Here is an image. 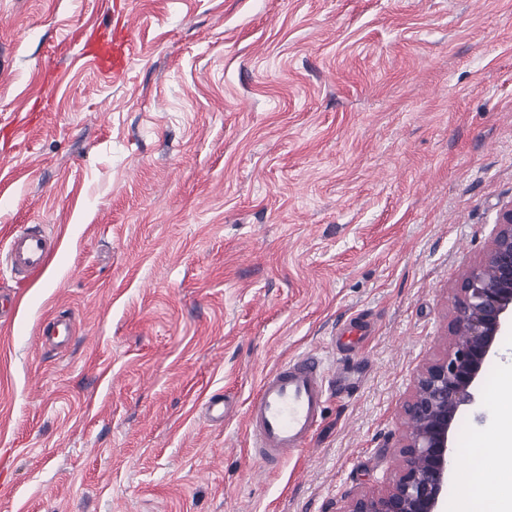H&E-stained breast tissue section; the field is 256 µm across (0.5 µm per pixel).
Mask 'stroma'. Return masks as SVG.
Masks as SVG:
<instances>
[{"label":"stroma","instance_id":"35a3bbf8","mask_svg":"<svg viewBox=\"0 0 512 512\" xmlns=\"http://www.w3.org/2000/svg\"><path fill=\"white\" fill-rule=\"evenodd\" d=\"M126 2L0 0V512H346L399 472L404 405L512 202V0H134L115 82L81 52ZM29 224L59 245L20 289ZM57 312L77 333L54 351ZM307 351L353 394L270 472L245 410ZM509 360L457 420L447 512L495 477ZM38 336L43 346L62 347L75 336V326L70 318L55 315L39 329Z\"/></svg>","mask_w":512,"mask_h":512}]
</instances>
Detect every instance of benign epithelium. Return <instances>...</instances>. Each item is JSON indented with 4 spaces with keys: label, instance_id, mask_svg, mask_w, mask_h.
<instances>
[{
    "label": "benign epithelium",
    "instance_id": "7a95c632",
    "mask_svg": "<svg viewBox=\"0 0 512 512\" xmlns=\"http://www.w3.org/2000/svg\"><path fill=\"white\" fill-rule=\"evenodd\" d=\"M510 329L512 202L497 214L490 248L456 288L448 353L421 373L405 404L402 468L384 493L354 497L347 512H444L456 417L474 402L483 365Z\"/></svg>",
    "mask_w": 512,
    "mask_h": 512
}]
</instances>
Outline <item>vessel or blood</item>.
Masks as SVG:
<instances>
[{
  "instance_id": "obj_1",
  "label": "vessel or blood",
  "mask_w": 512,
  "mask_h": 512,
  "mask_svg": "<svg viewBox=\"0 0 512 512\" xmlns=\"http://www.w3.org/2000/svg\"><path fill=\"white\" fill-rule=\"evenodd\" d=\"M133 42L131 27L114 29L112 55L94 58L95 67L121 78L127 70ZM57 248V238L45 228L25 226L12 235L6 259L16 275L29 280L42 272ZM74 334L70 318L57 315L38 331L41 344L53 347L65 346ZM328 387L323 361L309 352L283 362L263 378L245 418L251 452L266 468H275L313 437L323 415Z\"/></svg>"
}]
</instances>
